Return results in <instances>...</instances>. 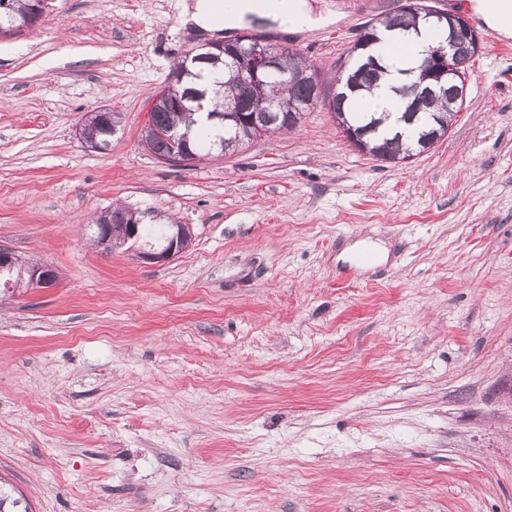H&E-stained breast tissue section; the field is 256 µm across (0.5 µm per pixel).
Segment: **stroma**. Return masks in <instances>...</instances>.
<instances>
[{"label": "stroma", "mask_w": 512, "mask_h": 512, "mask_svg": "<svg viewBox=\"0 0 512 512\" xmlns=\"http://www.w3.org/2000/svg\"><path fill=\"white\" fill-rule=\"evenodd\" d=\"M182 0H52L0 34V478L32 512H512V38L482 49L447 136L355 150L326 106L188 167L141 143L205 36ZM265 31L330 80L399 0H308ZM107 106L109 150L76 128ZM116 205L190 225L165 263L106 252ZM130 210L132 209H126L121 207L113 208L110 214L101 215L95 222L97 234H98V226L100 232L98 234V246L102 247L104 251H111L112 250V224H120V223H113V218L118 217L121 215H128ZM110 216L112 224H104V221L107 220V218ZM17 270V279L11 278L0 280L5 291L18 288L22 283H26L28 287L47 288L52 285L56 278V271L45 264H26L23 263L12 252L0 249V271L1 275L4 271L10 273Z\"/></svg>", "instance_id": "35a3bbf8"}]
</instances>
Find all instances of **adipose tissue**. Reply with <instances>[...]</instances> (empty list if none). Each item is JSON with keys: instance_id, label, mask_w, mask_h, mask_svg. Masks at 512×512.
<instances>
[{"instance_id": "obj_1", "label": "adipose tissue", "mask_w": 512, "mask_h": 512, "mask_svg": "<svg viewBox=\"0 0 512 512\" xmlns=\"http://www.w3.org/2000/svg\"><path fill=\"white\" fill-rule=\"evenodd\" d=\"M213 2L214 0H188L183 6L185 22L207 33L219 30L224 24H243L251 15L270 19L287 30L312 29L319 24L318 19L312 16L306 0H289L288 8L284 11L269 4L268 0H235L226 22L222 24L213 19ZM436 38V33L429 30L416 34L396 29L384 32L386 71L374 91L360 97V108L366 112H399L401 106L393 88L405 82V70L417 66L423 50Z\"/></svg>"}]
</instances>
